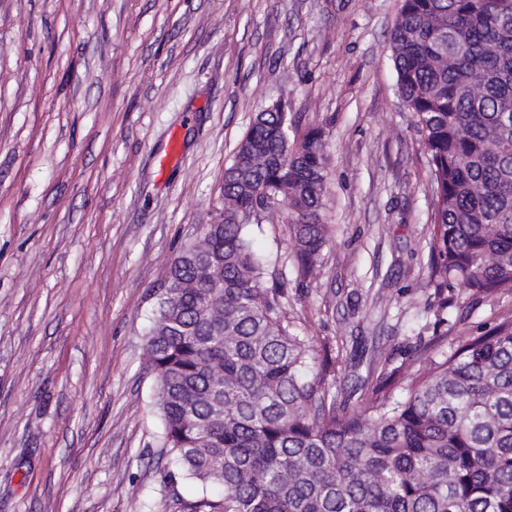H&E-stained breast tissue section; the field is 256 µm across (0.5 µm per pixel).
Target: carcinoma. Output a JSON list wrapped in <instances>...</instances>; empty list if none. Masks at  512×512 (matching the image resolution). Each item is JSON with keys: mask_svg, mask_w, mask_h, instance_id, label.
Listing matches in <instances>:
<instances>
[{"mask_svg": "<svg viewBox=\"0 0 512 512\" xmlns=\"http://www.w3.org/2000/svg\"><path fill=\"white\" fill-rule=\"evenodd\" d=\"M399 97L432 186L430 284L512 293V0H402ZM284 107L257 113L224 169L218 222L154 291L145 363L163 446L186 479L224 488L189 512H512V320L349 410L335 362L288 328V290L247 229L287 215L297 278L316 271L322 132L291 143ZM222 277L213 276L215 269Z\"/></svg>", "mask_w": 512, "mask_h": 512, "instance_id": "carcinoma-1", "label": "carcinoma"}]
</instances>
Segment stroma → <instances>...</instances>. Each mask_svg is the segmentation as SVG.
Segmentation results:
<instances>
[{
	"label": "stroma",
	"mask_w": 512,
	"mask_h": 512,
	"mask_svg": "<svg viewBox=\"0 0 512 512\" xmlns=\"http://www.w3.org/2000/svg\"><path fill=\"white\" fill-rule=\"evenodd\" d=\"M401 0H0V512H183L222 497L162 448L143 360L154 299L221 204L256 112L327 156L316 274L285 214L253 227L291 329L410 373L512 319L430 285L432 188L401 105Z\"/></svg>",
	"instance_id": "35a3bbf8"
}]
</instances>
